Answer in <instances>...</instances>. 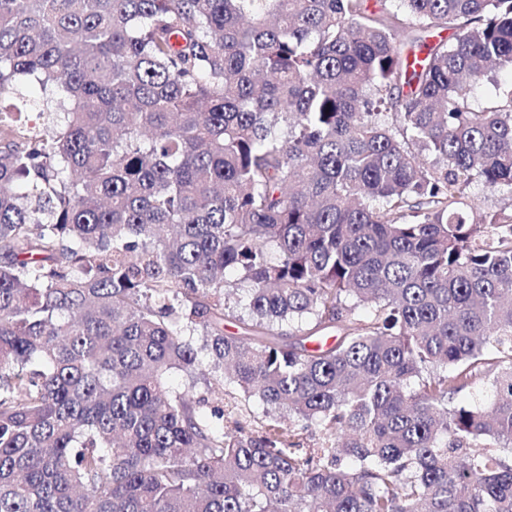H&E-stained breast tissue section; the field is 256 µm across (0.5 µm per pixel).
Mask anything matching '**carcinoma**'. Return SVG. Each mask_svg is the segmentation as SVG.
<instances>
[{"label": "carcinoma", "instance_id": "1", "mask_svg": "<svg viewBox=\"0 0 512 512\" xmlns=\"http://www.w3.org/2000/svg\"><path fill=\"white\" fill-rule=\"evenodd\" d=\"M368 2L0 0V512H512V0ZM467 202L474 201L483 211L497 210L512 202V193L505 187L501 190L489 191L481 186H474L468 194Z\"/></svg>", "mask_w": 512, "mask_h": 512}]
</instances>
